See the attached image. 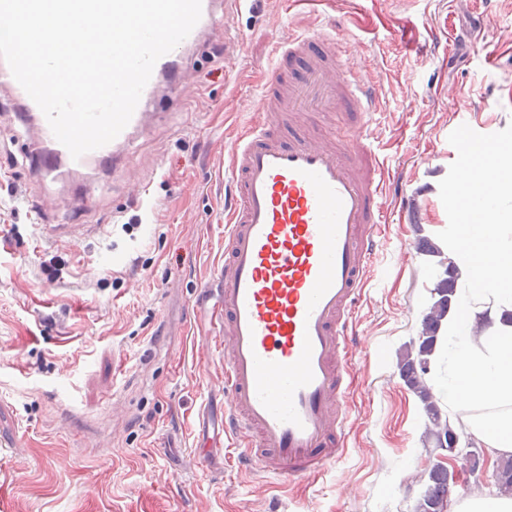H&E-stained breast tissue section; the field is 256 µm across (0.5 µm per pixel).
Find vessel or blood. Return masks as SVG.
<instances>
[{"instance_id":"b4317fda","label":"vessel or blood","mask_w":512,"mask_h":512,"mask_svg":"<svg viewBox=\"0 0 512 512\" xmlns=\"http://www.w3.org/2000/svg\"><path fill=\"white\" fill-rule=\"evenodd\" d=\"M217 5L202 0L199 22L157 61L125 129L76 160L0 58V86L13 91L37 129L31 151L42 172L64 160L81 169L117 160L153 122L148 103L160 77L178 70L183 50L200 41ZM274 54L255 103L260 121L228 150L232 202L224 212V262L212 278L220 293L224 433L242 440L246 464L311 477L346 452L352 311L387 221L385 170L367 147L379 97L368 65H349L335 38L291 34L276 41ZM341 111L354 113L355 139L321 137L306 122L309 112ZM456 160L460 176L448 196L470 204L466 219L474 224L489 170L512 158L489 143L479 156L459 146Z\"/></svg>"}]
</instances>
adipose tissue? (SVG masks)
Here are the masks:
<instances>
[{"label": "adipose tissue", "instance_id": "obj_1", "mask_svg": "<svg viewBox=\"0 0 512 512\" xmlns=\"http://www.w3.org/2000/svg\"><path fill=\"white\" fill-rule=\"evenodd\" d=\"M512 194V166L499 168L490 184L483 220L472 231L455 225L448 254L467 288L448 318V375L439 391L449 406L465 401L477 410L469 432L494 456L512 454V242L500 230L512 215L493 200Z\"/></svg>", "mask_w": 512, "mask_h": 512}]
</instances>
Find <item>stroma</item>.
Segmentation results:
<instances>
[{
  "label": "stroma",
  "instance_id": "35a3bbf8",
  "mask_svg": "<svg viewBox=\"0 0 512 512\" xmlns=\"http://www.w3.org/2000/svg\"><path fill=\"white\" fill-rule=\"evenodd\" d=\"M116 165L41 177L0 88V512H413L436 461L399 377L448 245L460 136L512 142V0H332L216 13ZM337 31L375 60L370 141L391 212L353 314L348 453L317 477L226 466L207 287L224 262V145L255 120L274 41ZM149 199L135 201L139 184ZM211 449L198 466L197 449Z\"/></svg>",
  "mask_w": 512,
  "mask_h": 512
}]
</instances>
